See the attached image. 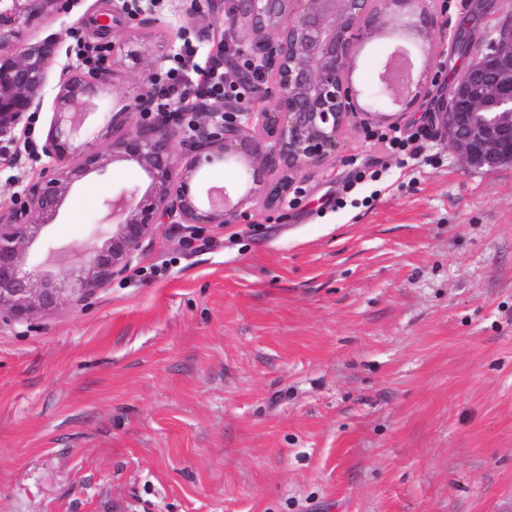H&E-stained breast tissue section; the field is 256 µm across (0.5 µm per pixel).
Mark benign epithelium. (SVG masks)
I'll return each mask as SVG.
<instances>
[{
  "label": "benign epithelium",
  "instance_id": "7a95c632",
  "mask_svg": "<svg viewBox=\"0 0 512 512\" xmlns=\"http://www.w3.org/2000/svg\"><path fill=\"white\" fill-rule=\"evenodd\" d=\"M61 4L0 0V143L12 141L27 112L41 108L56 41L30 42L26 30ZM230 15L232 24H244L263 49L260 62L241 74L263 89L257 105L235 99L202 105L187 124L184 113L173 108L95 148L75 143L74 108L100 96L111 67L105 63L91 72L61 68L44 146L59 168L34 184L19 207L0 213V320L60 310L105 287L127 270L160 224H185L194 234L205 225L245 219L260 199L268 207L280 203L295 175L335 158L355 113L378 123L398 117L359 106V91L351 81L354 40L383 30L386 18L409 15L417 36L430 46L437 26L434 12L419 0H232ZM418 96L381 84L372 100L391 99L408 109ZM148 103L143 94L133 97L112 113V127L126 126ZM439 111L448 146L470 168L492 172L512 164V18L499 25L487 59L462 72ZM176 136L179 150L172 142ZM232 158L243 163L248 187L235 202L224 189L201 201L194 188L197 173ZM116 162L134 163L150 179L145 192L126 190L113 201L123 221L99 236L100 244L83 256L80 268L56 274L25 271V250L53 223L71 185Z\"/></svg>",
  "mask_w": 512,
  "mask_h": 512
}]
</instances>
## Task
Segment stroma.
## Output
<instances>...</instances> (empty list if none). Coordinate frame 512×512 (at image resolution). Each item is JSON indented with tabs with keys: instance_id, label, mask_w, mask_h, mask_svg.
I'll return each mask as SVG.
<instances>
[{
	"instance_id": "1",
	"label": "stroma",
	"mask_w": 512,
	"mask_h": 512,
	"mask_svg": "<svg viewBox=\"0 0 512 512\" xmlns=\"http://www.w3.org/2000/svg\"><path fill=\"white\" fill-rule=\"evenodd\" d=\"M195 2L159 0L142 27L122 0H65L29 27L58 34L63 66L77 35L143 53L83 106L80 140L105 146L115 103L184 41L201 63L222 38L234 63L261 55L226 29L231 0L190 23ZM433 6L425 90L398 121L420 132L417 159L356 114L279 205L194 235L159 225L106 287L0 324V512H512V166L469 168L436 117L512 0ZM399 46L413 40L392 24L363 37L357 90ZM54 97L0 144L1 211L57 167ZM148 185L125 162L76 181L25 269L79 253L112 198Z\"/></svg>"
}]
</instances>
